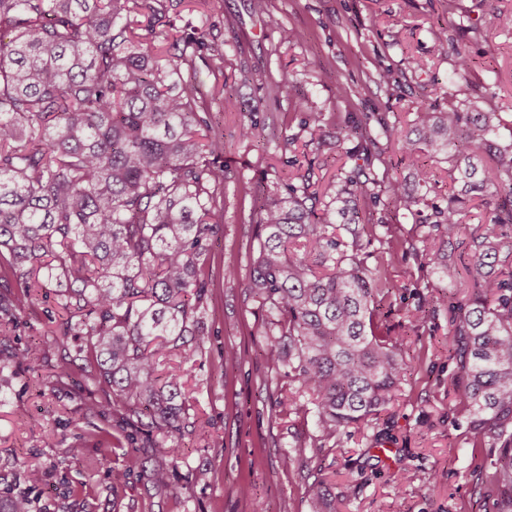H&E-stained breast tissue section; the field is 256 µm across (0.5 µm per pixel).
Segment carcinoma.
I'll list each match as a JSON object with an SVG mask.
<instances>
[{
    "mask_svg": "<svg viewBox=\"0 0 512 512\" xmlns=\"http://www.w3.org/2000/svg\"><path fill=\"white\" fill-rule=\"evenodd\" d=\"M162 0H0V344L38 303V289L60 287L59 314L47 332L61 352L52 391L81 361L85 379L103 392L88 410L112 411L134 447L124 481L147 473L159 492L171 488L170 464L198 417L177 373L162 364L176 353L197 362L205 352L201 315L215 279L208 263L223 234L217 195L229 172L220 141L201 138L215 123L200 111L196 70L185 54L160 59ZM146 34H141V31ZM455 77L469 82V51L456 48ZM441 117L413 113L415 138L398 140L401 160L417 170L421 190L379 176L374 160L388 147L387 125L365 142L364 164L328 181L262 190L252 223L260 227L247 287L267 313L265 335L284 376L308 396L319 440L374 420L394 401L412 370L404 337L379 332L405 286L386 277L389 264L412 254L444 277L443 250L421 251L417 239L395 238L375 255L367 248L390 232L372 217L347 242L336 225L349 221L353 198L388 194L394 208L418 217L426 236L457 238L468 203L491 187L505 198L470 234L473 288L448 302V357L455 405L482 440L501 448L486 478L502 494L497 512H512V145L495 144L494 112H462L448 100ZM448 162L445 204L430 201L436 183L427 160ZM431 213L423 215L424 209ZM44 362L41 347L0 348V387ZM45 472L24 468L26 486L0 492V512H38L31 489ZM313 512H335L324 480L310 486Z\"/></svg>",
    "mask_w": 512,
    "mask_h": 512,
    "instance_id": "obj_1",
    "label": "carcinoma"
}]
</instances>
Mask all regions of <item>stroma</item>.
Here are the masks:
<instances>
[{
	"mask_svg": "<svg viewBox=\"0 0 512 512\" xmlns=\"http://www.w3.org/2000/svg\"><path fill=\"white\" fill-rule=\"evenodd\" d=\"M268 15L253 0H181L170 20L175 35L203 34L192 46L205 111L218 114L221 161L230 173L221 190L224 233L213 244L214 271L233 265L236 279H220L205 319L202 365L180 364L191 402L206 421L202 434L186 438L168 494H156L143 473L113 484L124 469L127 439L111 412L90 414L100 393L78 394L79 370L55 391L40 393L37 374L58 361L45 336L56 290H40L39 302L12 332L13 346L40 343L48 360L39 372L19 374L0 392V491L22 481V465L48 471L41 486V512H312L307 493L322 476L336 494V512H496L499 492L485 482L487 460L497 456L479 442L448 393L456 375L449 359L448 312L407 331L406 313L432 306L439 292L465 299L466 273L448 280L414 256L395 260L392 282L407 285L384 326L405 335L414 368L397 400L378 420L352 425L323 447L314 410H289L276 418L271 403L294 388L271 356L264 334L266 312L246 281L258 231L250 218L254 188L277 189L279 180L310 174L325 183L353 167L361 151L343 125L366 116L408 130L421 105L448 109L449 99L471 111L496 112L500 145L512 143V0H268ZM447 41H439V30ZM296 38H289V31ZM466 42L472 62L469 83L454 75L455 42ZM224 63L214 69L212 46ZM424 68H414V61ZM391 69L396 81L380 84L377 72ZM236 106L225 110V95ZM328 117L325 147L311 144L307 124ZM255 129L243 136L244 127ZM241 355L224 378L209 366L225 347ZM203 468L211 485L194 483Z\"/></svg>",
	"mask_w": 512,
	"mask_h": 512,
	"instance_id": "35a3bbf8",
	"label": "stroma"
}]
</instances>
